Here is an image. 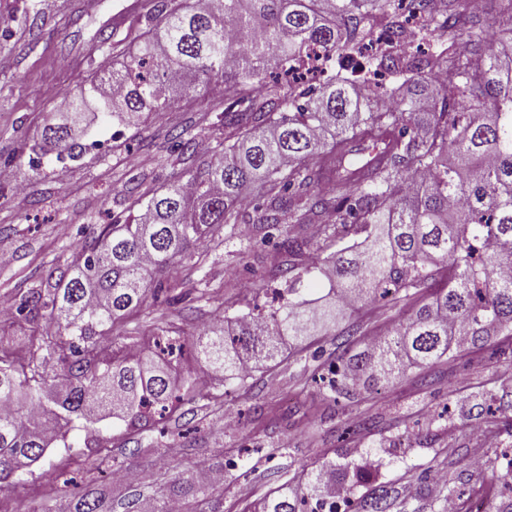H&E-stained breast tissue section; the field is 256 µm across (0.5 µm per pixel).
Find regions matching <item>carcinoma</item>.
<instances>
[{"label": "carcinoma", "instance_id": "cac0c4a2", "mask_svg": "<svg viewBox=\"0 0 512 512\" xmlns=\"http://www.w3.org/2000/svg\"><path fill=\"white\" fill-rule=\"evenodd\" d=\"M497 26L487 42L473 29ZM312 53L337 61L339 73L313 84L296 64ZM220 82L235 87L238 109L218 118V149L191 180L138 198L139 208L104 227L79 254L70 277L48 276L23 296L18 322L43 316L52 336L31 334L42 361L20 362L0 349V483L38 462L77 421L96 423L110 405L135 425L163 419L180 402L172 374L184 358L182 336L161 331L158 363L102 337L114 320L158 297L162 277L193 259L209 236L232 235L254 204V239L276 246L289 274L309 251L308 230L339 241L353 229L361 250L346 246L312 257L309 271L336 282L334 304L312 307L300 289L272 291L278 307L234 318L195 343L203 364L240 375L247 361H273L281 340H299L367 298L418 302L408 320L364 354L337 356L333 390L349 395L389 383L411 367L443 358L454 345H477L512 331V0L498 17L475 15L467 0H178L151 18L124 69L69 98L67 117L46 125L41 149L74 159L75 130L87 95L127 125L167 108V94ZM392 76L398 89L367 93ZM336 189L317 190L320 163ZM60 363L53 379L43 363ZM91 478L47 512H112V489ZM260 512H299L281 487Z\"/></svg>", "mask_w": 512, "mask_h": 512}]
</instances>
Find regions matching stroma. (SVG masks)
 Segmentation results:
<instances>
[{"label": "stroma", "instance_id": "1", "mask_svg": "<svg viewBox=\"0 0 512 512\" xmlns=\"http://www.w3.org/2000/svg\"><path fill=\"white\" fill-rule=\"evenodd\" d=\"M163 0H0V303L17 305L43 287L48 274L72 272L82 248L103 225L148 189L190 179L217 145L210 100L174 94L163 112L136 127L94 111L80 136L81 160L43 158L16 170L22 148L41 140L59 97L87 88L99 70L119 69ZM112 35L101 43L100 32ZM190 129L197 154L182 153L173 134ZM253 235L238 225L233 238L209 241L194 269L176 268L171 287L113 330L117 345L153 347L165 329L196 337L219 310L249 312L265 289L282 287L270 271L279 254L266 244L241 257ZM412 306L384 299L348 311L355 326L350 353L370 336L408 318ZM338 329L330 327L285 349L275 366L226 386L220 372H198L194 390L157 424L126 426L103 413L92 430L69 431L31 470L0 489V512H44L73 494L88 470L126 468L130 483L112 482V512L135 497L175 489L184 512H252L271 490L305 492L325 465L343 473L336 512H366L377 486L390 512H445L449 491L485 499L495 512L496 481L512 467V426L489 415L495 398L512 391V336L500 335L447 358L410 369L387 385L357 388L346 398L329 387ZM220 472L221 492L201 500L191 485L199 464ZM369 480L357 482L356 469Z\"/></svg>", "mask_w": 512, "mask_h": 512}]
</instances>
